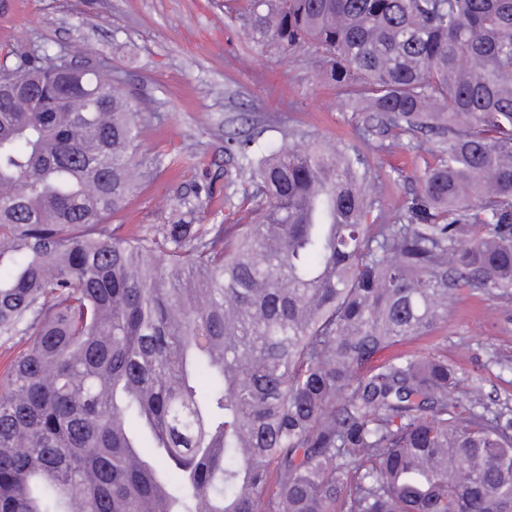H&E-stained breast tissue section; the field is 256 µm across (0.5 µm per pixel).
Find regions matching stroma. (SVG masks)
Wrapping results in <instances>:
<instances>
[{
    "label": "stroma",
    "instance_id": "35a3bbf8",
    "mask_svg": "<svg viewBox=\"0 0 512 512\" xmlns=\"http://www.w3.org/2000/svg\"><path fill=\"white\" fill-rule=\"evenodd\" d=\"M80 44L101 62L143 116L136 155L151 174L112 222L123 234L162 224L182 208L192 183L231 185L241 200L247 172L225 153L228 139L261 129L265 143L306 140L348 144L370 160L379 177L367 191L394 215L417 190L416 178L438 160L435 146L418 150L412 136L384 151L391 134L360 136L365 113L354 111L325 77L315 55L262 51L246 40L243 23L228 18L224 0H7L0 6V58L40 47ZM198 159L196 168L168 165L170 156ZM447 355L464 378L462 395L512 403V307L477 293L448 304V318L430 337L409 342Z\"/></svg>",
    "mask_w": 512,
    "mask_h": 512
}]
</instances>
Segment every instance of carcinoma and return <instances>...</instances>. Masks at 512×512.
I'll list each match as a JSON object with an SVG mask.
<instances>
[{
    "mask_svg": "<svg viewBox=\"0 0 512 512\" xmlns=\"http://www.w3.org/2000/svg\"><path fill=\"white\" fill-rule=\"evenodd\" d=\"M386 131L438 144L393 220L347 145L235 140L214 187L131 238L147 172L119 86L71 47L0 60V512H512V409L456 397L431 336L465 290L512 305V0H238ZM154 453L144 451L142 434Z\"/></svg>",
    "mask_w": 512,
    "mask_h": 512,
    "instance_id": "1",
    "label": "carcinoma"
}]
</instances>
